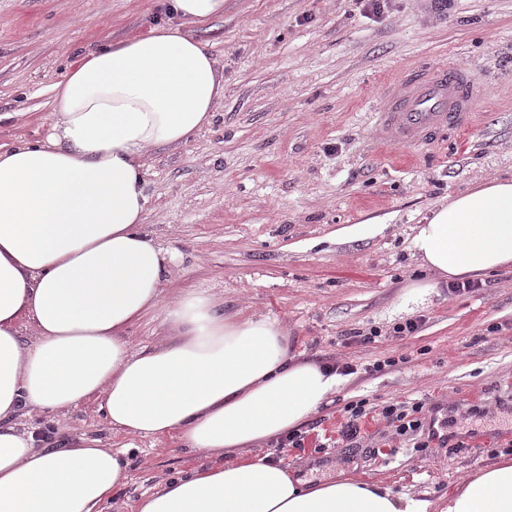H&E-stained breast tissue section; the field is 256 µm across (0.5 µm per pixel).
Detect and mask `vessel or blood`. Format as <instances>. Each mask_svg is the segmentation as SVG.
<instances>
[{
  "instance_id": "vessel-or-blood-1",
  "label": "vessel or blood",
  "mask_w": 512,
  "mask_h": 512,
  "mask_svg": "<svg viewBox=\"0 0 512 512\" xmlns=\"http://www.w3.org/2000/svg\"><path fill=\"white\" fill-rule=\"evenodd\" d=\"M490 95L489 82L454 63L404 68L383 87L382 105L373 114L375 140L407 153L438 148L445 131L473 126L478 104Z\"/></svg>"
}]
</instances>
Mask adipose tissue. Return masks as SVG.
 <instances>
[{
  "instance_id": "ef3b65f1",
  "label": "adipose tissue",
  "mask_w": 512,
  "mask_h": 512,
  "mask_svg": "<svg viewBox=\"0 0 512 512\" xmlns=\"http://www.w3.org/2000/svg\"><path fill=\"white\" fill-rule=\"evenodd\" d=\"M53 92L45 141L0 148V512H104L124 450L15 423L87 401L114 430L209 459L136 512H512V459L433 502L351 476L312 483L260 453L343 379L291 355L279 320L224 312L202 291L162 301L168 253L141 228V160L211 124L224 73L201 41L176 27L127 37ZM410 250L439 280L512 266V178L440 204ZM156 309L170 338L130 350L129 329Z\"/></svg>"
}]
</instances>
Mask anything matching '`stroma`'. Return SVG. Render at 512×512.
Returning a JSON list of instances; mask_svg holds the SVG:
<instances>
[{"label":"stroma","mask_w":512,"mask_h":512,"mask_svg":"<svg viewBox=\"0 0 512 512\" xmlns=\"http://www.w3.org/2000/svg\"><path fill=\"white\" fill-rule=\"evenodd\" d=\"M171 19L166 0H0V146L44 139L53 88L78 57ZM193 33L223 69L224 95L211 125L142 160L143 230L173 256L162 298L207 292L225 312L280 320L291 354L355 368L301 426L300 447L263 452L313 481L342 469L432 501L511 456L512 267L470 295L442 283L398 305L432 279L409 245L435 204L512 176V0H383L377 11L366 0H225L223 17ZM433 61L501 85L453 151L391 165L373 138L380 85ZM359 226L369 234L349 237ZM417 317L414 334L394 336ZM388 358L395 366L373 371ZM414 399L427 457L378 412ZM361 400L370 411L346 438ZM19 422L130 445L129 479L105 512H134L203 463L176 440L112 431L95 402Z\"/></svg>","instance_id":"1"}]
</instances>
